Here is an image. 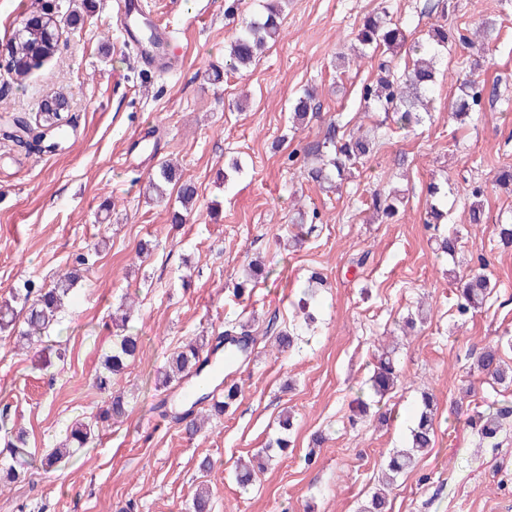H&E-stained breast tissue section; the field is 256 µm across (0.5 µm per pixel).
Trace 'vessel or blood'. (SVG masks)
<instances>
[{
  "label": "vessel or blood",
  "mask_w": 512,
  "mask_h": 512,
  "mask_svg": "<svg viewBox=\"0 0 512 512\" xmlns=\"http://www.w3.org/2000/svg\"><path fill=\"white\" fill-rule=\"evenodd\" d=\"M126 39L138 51L141 62L149 69L165 72L173 68L176 58L162 53L160 46L169 41L167 28L154 21L144 10L141 0H121Z\"/></svg>",
  "instance_id": "vessel-or-blood-1"
}]
</instances>
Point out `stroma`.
Here are the masks:
<instances>
[{
	"mask_svg": "<svg viewBox=\"0 0 512 512\" xmlns=\"http://www.w3.org/2000/svg\"><path fill=\"white\" fill-rule=\"evenodd\" d=\"M55 2V55L21 80L0 67V297L28 279L52 286L75 254L88 262L53 330L69 347L66 363L40 370L33 350L0 337V401L39 453L95 414L104 398L94 374L118 332L112 314L128 295L145 355L117 379L129 393L127 416L88 452L12 484L0 512H187L202 481L212 512H359L389 454L406 446L425 391L437 402L434 446L399 478L390 512H503L512 503V418L493 446L465 419L484 402L512 408V388L489 384L473 367L494 343L512 364V246L497 234L512 224V190L494 181L497 169L512 166V0H285L278 37L236 71L225 69L224 56L264 0H241L231 16L228 0H147L182 58L166 73L146 71L122 34L116 0ZM382 3L412 41L426 40L435 25L494 26L486 48L460 43L442 54L434 110L411 128L362 96L378 57H355L356 35ZM74 10L84 15L78 28L69 21ZM215 67L223 70L216 82ZM472 75L496 84L498 96L460 121L449 104ZM306 90L317 109L296 127L292 107ZM56 93L69 100L67 139H10L14 118H34ZM331 120L342 132L363 127L376 137L373 154L335 193L309 176L300 155ZM234 158L241 172H227ZM166 159L197 188L184 224L170 221L176 187L162 201L149 189ZM432 182L450 215L439 231L463 232L454 258L438 254L439 231L423 224ZM472 183L484 188L483 224L469 221ZM392 190L405 198L398 214L371 222L372 195ZM300 210L320 219L293 247ZM146 240L154 249L139 254ZM254 259L271 273L236 295ZM314 270L324 284L307 325L297 302ZM479 271L495 282L494 293L459 316L457 279ZM420 308L426 322L402 335L403 320ZM247 319L260 332L275 320L298 341L282 354L259 349L235 367L231 378L243 392L233 409L187 434L157 408L188 407L184 386H156L167 356ZM392 341L399 379L380 405L389 420L373 414L350 423L376 348ZM286 411L294 416L292 447L241 491L237 460L264 448ZM206 458L213 467L203 472Z\"/></svg>",
	"mask_w": 512,
	"mask_h": 512,
	"instance_id": "1",
	"label": "stroma"
}]
</instances>
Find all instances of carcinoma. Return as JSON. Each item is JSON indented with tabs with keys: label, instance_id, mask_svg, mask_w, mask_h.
Listing matches in <instances>:
<instances>
[{
	"label": "carcinoma",
	"instance_id": "carcinoma-1",
	"mask_svg": "<svg viewBox=\"0 0 512 512\" xmlns=\"http://www.w3.org/2000/svg\"><path fill=\"white\" fill-rule=\"evenodd\" d=\"M279 2L280 0H269L264 6L265 12L242 27L229 45L225 67L238 70L249 66L257 51L268 41L275 39L280 29ZM490 39L489 26L462 34L454 33L443 25H436L429 31L426 43L415 42L409 45L403 27L388 19L386 12L370 14L364 18L357 34L361 52L381 49L395 56L399 49L406 46V54L411 57V62L401 71L389 61L381 62L379 78L376 83L365 86L364 99L373 102L380 110L394 113L397 122L404 126L417 125L423 120L422 113L430 112L429 104L440 53L457 41L473 44ZM58 42L59 34L52 5L42 4L31 11L26 23L19 25L14 33L5 58V67L21 80L56 53ZM485 91L486 86L483 84L462 81L454 104L455 117L467 118L471 113L480 111ZM312 100L313 94L308 91L296 100L293 105V123L305 122L313 110ZM63 120L62 113L43 110L36 113L32 121L17 118L14 124L21 134L15 136V141L20 144L40 142L43 140L42 129L45 127L53 128L52 134L57 136L64 129ZM374 147V142L354 132L345 137H336V123L331 122L327 125L323 138L304 149L305 155L312 161L309 174L313 180L327 185L330 189H337L345 180V174L360 163L361 159L369 156ZM156 178L157 181L152 186L157 189L162 183L178 187L177 199L181 209L172 211V223H185V214L192 210L197 196L196 186L181 180L175 167L167 162L160 164ZM469 194L473 198L469 206L470 223H485V212L479 201L483 195L481 186L471 187ZM401 203L403 198L399 196H382L377 193L372 197L371 208L388 220L394 216ZM447 218L448 212L432 204L426 211L424 224L437 231ZM74 262L73 268L57 275L56 283L51 288L27 280L22 286L10 291L8 297L0 298V333L14 335L18 342L36 350L39 362L45 369L57 361H64L66 357V348L62 347L61 342L52 344L47 341V337L58 323L65 299L78 282L81 266L86 264V258L80 254L74 258ZM490 294L489 279L481 274L473 275L459 290V315L464 317L481 308ZM257 343L258 338L251 334L247 325L231 323L218 334L216 344L210 347V354L218 353L224 346L235 354V359L245 362L255 354ZM204 346V339L201 338L191 340L176 350L167 360L160 375L161 384L180 385L197 378L209 360V357L203 356ZM142 348L141 337L135 333L117 338L112 345V351L105 356L101 369L93 379V386L107 395L105 405L95 415L73 424L65 440L41 458L35 457L29 448L26 431L10 424L8 407L0 408V436L4 441L3 450L0 451V491L25 476L36 465L47 473L58 463L94 447L100 429L126 415L129 402L122 393L114 390L115 379L130 362L139 358ZM476 364L478 371L493 383L505 388L512 385V368L502 360L499 345L486 346L480 352ZM398 365L395 352L387 347L381 348L377 365L369 379V388L374 395L382 397L394 388L398 379ZM223 386L224 400L220 401L207 383L199 384V395L192 403V408L185 415L177 417V420L186 422L187 433L195 434L210 419L212 413L226 411L241 395V388L237 384L225 382ZM197 405H203L205 409L196 413L194 407ZM506 415L505 408L492 402L482 410L473 411L468 416L467 423L481 440L492 442L503 431ZM435 416L434 397L425 393L420 400V411L410 429V450L389 456L386 464L388 484H394L398 477L413 469L418 458L430 450L435 433ZM292 431V417L285 414L278 422L276 438L262 449L267 461H275L280 452L288 448ZM191 505L193 512H211L209 491L204 487L198 488Z\"/></svg>",
	"mask_w": 512,
	"mask_h": 512
}]
</instances>
